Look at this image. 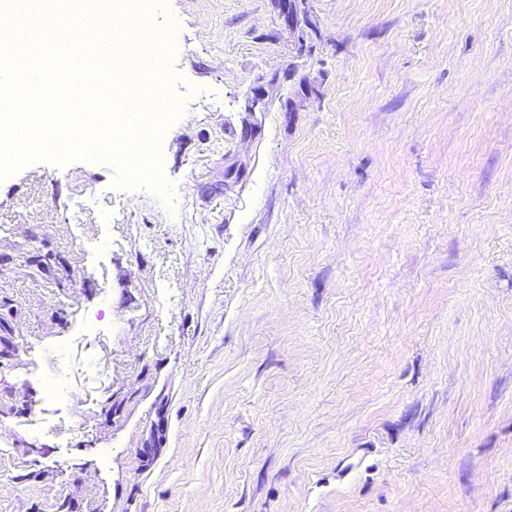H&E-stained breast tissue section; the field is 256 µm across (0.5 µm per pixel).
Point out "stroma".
Returning a JSON list of instances; mask_svg holds the SVG:
<instances>
[{
  "instance_id": "stroma-1",
  "label": "stroma",
  "mask_w": 512,
  "mask_h": 512,
  "mask_svg": "<svg viewBox=\"0 0 512 512\" xmlns=\"http://www.w3.org/2000/svg\"><path fill=\"white\" fill-rule=\"evenodd\" d=\"M314 6L252 115L271 0H166L169 201L0 179V512H512V0ZM290 84L288 85V111H298L303 107V103L311 98H317L320 94L318 86L311 81L306 75L300 76L297 86H291L293 91H289ZM277 91L279 90L275 78L269 81H264V77L258 78L245 96L244 111L252 115L268 111Z\"/></svg>"
}]
</instances>
